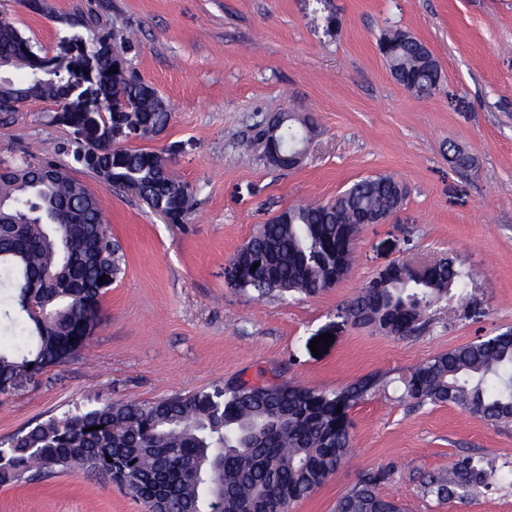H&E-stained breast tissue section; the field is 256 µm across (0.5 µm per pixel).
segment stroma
Instances as JSON below:
<instances>
[{"label":"stroma","mask_w":512,"mask_h":512,"mask_svg":"<svg viewBox=\"0 0 512 512\" xmlns=\"http://www.w3.org/2000/svg\"><path fill=\"white\" fill-rule=\"evenodd\" d=\"M20 0L0 11L40 47L55 49L78 12L115 37L134 36L128 67L172 106L149 141L196 192L188 223H169L139 196L76 177L100 198L125 272L105 295L101 323L80 356L39 385L0 396V439L35 422L106 401L150 402L250 383L376 388L350 410L352 453L291 512H333L371 469L389 470L382 495L413 512H512L494 483L440 501L422 484L459 457L512 462V422L493 424L449 404L402 398L409 370L448 349L512 328V0ZM390 29L434 55L439 88L426 99L398 83L379 51ZM49 101L26 102L0 127V157L38 160L68 137ZM314 117L301 164L272 166L256 137L278 112ZM472 155L459 170L449 146ZM405 188L385 223L360 225L349 273L316 296L256 297L235 286L231 256L290 206L333 199L360 179ZM455 258L474 271L466 300L439 301L419 334L355 324L350 299L389 264ZM331 346L312 354L313 338ZM0 512H146L120 488L72 473L0 486Z\"/></svg>","instance_id":"35a3bbf8"}]
</instances>
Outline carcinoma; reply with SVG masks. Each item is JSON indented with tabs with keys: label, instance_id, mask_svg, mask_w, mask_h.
Returning a JSON list of instances; mask_svg holds the SVG:
<instances>
[{
	"label": "carcinoma",
	"instance_id": "carcinoma-1",
	"mask_svg": "<svg viewBox=\"0 0 512 512\" xmlns=\"http://www.w3.org/2000/svg\"><path fill=\"white\" fill-rule=\"evenodd\" d=\"M75 32L48 59L44 49L0 12V101H50L83 120L80 83L92 77L101 100L113 110L100 118L114 128L151 141L171 121L169 102L151 84L126 77L124 53L98 58L93 75L72 67L64 46L99 42L93 20L73 15ZM385 58L395 79L424 96L440 83L439 67L426 60V47L395 31L386 37ZM118 72H111L112 67ZM313 119L288 114L274 119L263 140L264 154L307 138ZM98 153L107 186L138 188L140 197L173 224H183L194 207V190L163 168V153L68 141L58 152L71 163L45 158L0 159V281L13 288L10 304L28 318L0 341V395L13 396L39 383L48 368L75 357L99 324L102 297L124 272V255L112 241L98 197L72 175L84 153ZM448 161L470 169L473 157L448 147ZM404 193L390 176L353 183L335 199L291 206L261 225L231 257L243 270L241 288L263 297L274 292L315 296L330 288L328 270L339 257L352 258L344 236L349 224L384 215ZM258 268H253V265ZM104 277L103 284L98 278ZM471 275L455 260L422 271L403 267L383 288L363 287L348 304L358 325L391 336L418 331L432 304L452 288H467ZM34 294L35 311L23 298ZM364 377L344 389L321 391L292 384H250L172 396L146 403L109 401L38 422L0 442V486L37 476L72 472L103 478L124 489L148 512H288L313 495L347 460L351 449L349 411L377 385ZM402 397L418 405L453 404L492 423L512 420V330L440 353L402 379ZM342 411H337V407ZM112 461H107V458ZM387 478L371 470L336 500L334 512H412L406 503L380 494ZM512 486V468L496 472L484 458L466 455L450 470L423 483V495L464 499L491 483Z\"/></svg>",
	"mask_w": 512,
	"mask_h": 512
}]
</instances>
